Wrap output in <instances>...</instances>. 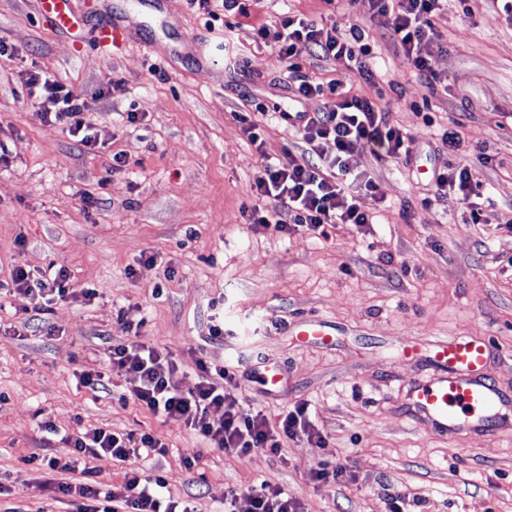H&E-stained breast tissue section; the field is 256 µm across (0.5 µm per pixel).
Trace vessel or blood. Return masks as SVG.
Instances as JSON below:
<instances>
[{
	"label": "vessel or blood",
	"mask_w": 512,
	"mask_h": 512,
	"mask_svg": "<svg viewBox=\"0 0 512 512\" xmlns=\"http://www.w3.org/2000/svg\"><path fill=\"white\" fill-rule=\"evenodd\" d=\"M37 10L43 25L52 30H78L84 25L72 9L71 0H37ZM125 40L124 27L114 21L93 30L94 46L104 56L111 55L113 47ZM292 334L303 344L328 345L338 330L320 318L303 316L294 323ZM421 354L429 361L432 373L428 378L407 382L401 405L406 415L439 435L469 432L512 437V394L487 373L492 356L490 342L457 338L432 341L423 349L409 345L400 359L407 362ZM256 372L269 392H285V372L277 362L266 360Z\"/></svg>",
	"instance_id": "vessel-or-blood-1"
}]
</instances>
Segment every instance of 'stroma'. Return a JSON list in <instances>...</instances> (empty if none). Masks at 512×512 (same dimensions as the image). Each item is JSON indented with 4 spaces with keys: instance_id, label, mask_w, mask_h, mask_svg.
I'll return each instance as SVG.
<instances>
[{
    "instance_id": "35a3bbf8",
    "label": "stroma",
    "mask_w": 512,
    "mask_h": 512,
    "mask_svg": "<svg viewBox=\"0 0 512 512\" xmlns=\"http://www.w3.org/2000/svg\"><path fill=\"white\" fill-rule=\"evenodd\" d=\"M75 12L99 9L129 33L111 56L92 42L39 20L36 0H0V37L19 55L0 60V282L15 263L65 266L75 287H94L93 301L47 305L38 294L0 295V483L10 490L0 512H59L48 475L31 463L44 451L66 457V436L82 429L147 430L168 446L145 462L162 472L172 494L194 512H224L229 488L279 485L306 512H389L392 496L408 493V512H512V439L498 435L434 434L403 416V385L425 375L427 363L398 358L414 339H488L489 374L512 391V238L486 235L466 223L451 202L425 206L427 181L366 152L355 170L373 171L377 224L361 233L339 224L327 236L252 231L241 210L253 200L261 153L280 162L304 143L284 125L265 129L257 152L236 119L253 103L289 109L286 69L254 41L255 24L275 26L293 11L327 18L323 0H264L254 18L227 14L232 35L210 28L185 0H73ZM499 0H474L464 17L449 8L439 22L444 48L435 69L447 91L432 90L410 68L379 21L338 0L336 35L360 26L372 44L373 76L353 78L354 93L387 106L411 136L418 164L458 163L439 143L440 128L463 127L469 162L481 153L492 164L479 178L490 200L488 222L512 218V24L498 18ZM53 72L91 99L89 120L106 134L98 153L84 152L58 126L45 125L23 89L28 64ZM124 95L95 98L112 76ZM145 115L126 123L129 108ZM128 158L109 173L110 153ZM93 192L84 209L80 191ZM163 270L129 275L141 254ZM139 308L140 339L177 362L174 379L196 384L197 358L237 363L228 393L258 399L270 414L309 403L327 448L307 438L289 442L282 457L257 451L227 456L205 452L192 468L184 458L198 447L184 425L121 402L134 375H110L108 388L82 387L81 373H108L103 339L127 338L120 308ZM315 315L341 334L330 347L303 345L285 327ZM224 320V342L208 343L211 320ZM279 362L288 394L266 396L254 374L257 357ZM55 431L44 434L41 421ZM348 464L350 482L336 486L310 477L319 461Z\"/></svg>"
}]
</instances>
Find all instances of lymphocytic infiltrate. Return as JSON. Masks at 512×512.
I'll return each mask as SVG.
<instances>
[{
  "label": "lymphocytic infiltrate",
  "instance_id": "1",
  "mask_svg": "<svg viewBox=\"0 0 512 512\" xmlns=\"http://www.w3.org/2000/svg\"><path fill=\"white\" fill-rule=\"evenodd\" d=\"M350 2L370 18L385 20L388 38L401 48L417 75L430 85L441 83L433 64V47L440 41L437 23L447 12L449 0ZM254 38L270 43L276 61L286 65L295 100L319 97L323 103L299 115L301 123L295 131L305 150L289 157L287 164L267 160L259 168L253 182L257 202L243 208L244 222L262 231L320 236L338 224L359 229L372 224V215L361 209L358 199L375 194V180L370 171L353 172L349 159L361 151L394 164L409 163L412 136L374 101L345 92L341 81L318 83L303 71L304 54L313 53L334 62L342 74L370 78L371 46L364 31L354 25L349 36L340 39L335 27L291 12L280 19L276 31L259 25ZM23 86L40 122L63 126L85 151L98 148L99 134L87 117L85 98L42 69L29 72ZM490 160L485 154L475 165L464 160L439 168L424 204L452 201L466 205L472 223L483 224L482 210L476 204L483 186L477 171ZM10 283L13 290L39 294L50 304L78 295L90 301L98 295L94 288L75 291L68 269L53 263L36 272L15 264ZM105 350L113 372L137 378L130 394L133 402L153 415L183 423L194 433L200 446L187 455V466H194L208 450L238 456L263 451L277 456L288 441L301 437L319 448L329 445L312 421L308 403H295L272 417L261 403L248 405L243 398L225 393V383L236 377L234 365L197 359V383L186 391L173 379L175 361L155 347L134 337L107 342ZM69 445L67 458L36 453L32 459L53 474L55 493L73 512H192L188 501L171 495L164 476H144L135 465L136 460L166 454V443L153 433L111 434L96 428L72 436ZM102 453L124 466L121 484L110 489L84 465L87 457ZM242 502L248 505L244 512H305L296 497L267 482L243 491L230 490L226 512H243L238 508Z\"/></svg>",
  "mask_w": 512,
  "mask_h": 512
}]
</instances>
